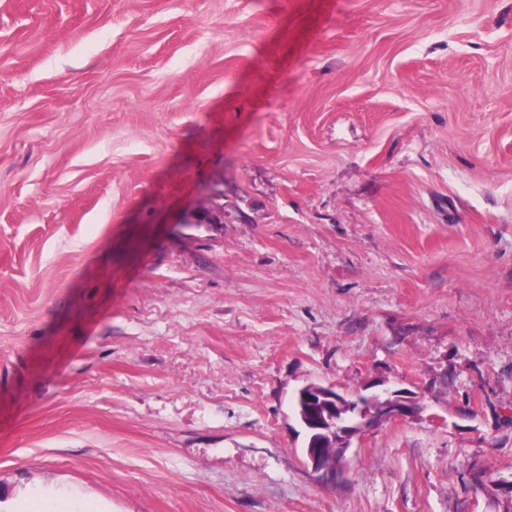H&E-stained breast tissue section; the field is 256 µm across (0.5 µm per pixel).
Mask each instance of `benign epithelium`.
Segmentation results:
<instances>
[{
	"label": "benign epithelium",
	"instance_id": "obj_1",
	"mask_svg": "<svg viewBox=\"0 0 512 512\" xmlns=\"http://www.w3.org/2000/svg\"><path fill=\"white\" fill-rule=\"evenodd\" d=\"M380 386L369 395H348L332 386L311 382L294 393L299 406L296 418L305 432L302 453L319 478L336 479L338 455L352 439L385 421L409 418L422 410L415 392L392 389L383 382Z\"/></svg>",
	"mask_w": 512,
	"mask_h": 512
}]
</instances>
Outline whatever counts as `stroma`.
Here are the masks:
<instances>
[{"label":"stroma","instance_id":"obj_1","mask_svg":"<svg viewBox=\"0 0 512 512\" xmlns=\"http://www.w3.org/2000/svg\"><path fill=\"white\" fill-rule=\"evenodd\" d=\"M375 381L421 413L322 481L292 393ZM33 498L512 512V0H0V512Z\"/></svg>","mask_w":512,"mask_h":512}]
</instances>
